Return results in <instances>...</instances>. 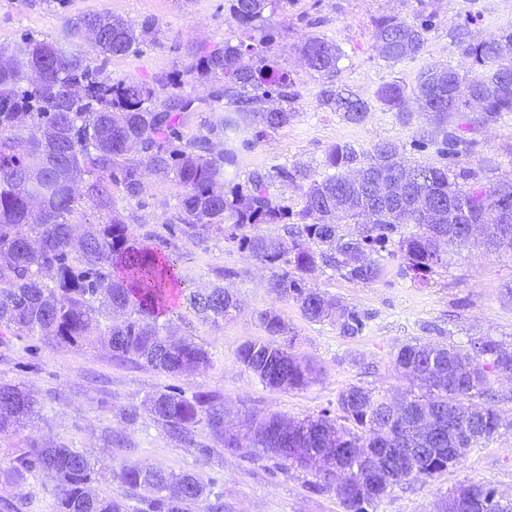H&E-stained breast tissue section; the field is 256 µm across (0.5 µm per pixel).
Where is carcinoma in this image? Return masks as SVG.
<instances>
[{
	"mask_svg": "<svg viewBox=\"0 0 512 512\" xmlns=\"http://www.w3.org/2000/svg\"><path fill=\"white\" fill-rule=\"evenodd\" d=\"M289 0H230V10L248 40L225 41L200 54L182 74L150 86L106 73L113 57L134 55L155 34L109 13L70 19L59 40L24 39L14 48L0 45V328L37 336L57 348L100 341L118 358L142 361L167 374L200 369L209 353L191 338H175L170 290L179 281V257L166 240L136 236L112 210L111 187L129 199L146 190L145 172L171 177L184 188L168 231L204 241L221 237L269 270L267 288L291 300L312 322L336 318L345 337L362 335L367 316L339 300H329L307 285L304 274L319 267L362 284L376 282L378 257L400 256L414 276L424 278L447 263L444 247L459 249L467 241L460 224L512 221V184L485 186L466 165L474 141L448 129V118L473 112L468 125H485L512 112V28L474 41L467 25L454 29V40L472 60L462 77L450 67L429 64L410 87L387 83L376 98L391 112H403L408 99L418 106L423 126L412 137L415 152L434 149L442 163L427 166L401 156L382 141L368 149L337 143L325 156V172L305 165H273L255 170L243 182L234 172L240 125L250 130L244 145L255 144L288 126L295 118L293 80L270 55L279 35L274 17ZM434 28L425 10L412 19L381 17L374 41L390 65L412 60ZM94 45L90 58L80 43ZM308 67L324 77L319 105L354 124L365 122L369 104L335 84L341 50L320 37L299 47ZM212 84V102L224 112L225 147L211 138L184 139L183 114L194 98L187 87ZM28 171L36 180L23 181ZM307 182L304 205L295 211L282 203L276 183ZM105 211V222L90 224L80 235L71 218L82 208ZM280 224L283 233L261 232ZM356 224L349 233L344 225ZM416 230H408L409 225ZM238 308L222 286L184 298L177 320L192 315L217 323ZM258 321L265 340L246 342L238 360L262 384L296 388L308 383L314 368L291 351L288 323L265 310ZM403 375L416 382L398 405L381 391L363 386L343 390L337 400L340 426L323 410L315 417L287 422L276 414L247 418L246 431L224 428V402L215 392L190 398L176 391L149 397L146 410L169 436L206 455L194 438L205 424L224 446L250 448L277 456L286 471L294 467L286 448L316 449L306 468L310 489L334 490L342 512H369L386 495L383 477L362 471L363 458L382 456L390 448H418L417 469L404 479H430L454 465L459 449L474 448L498 432L501 418L494 378L512 375V348L490 337L471 342V350L421 343L400 348L395 359ZM42 406L30 392L0 385V435L15 432L39 415ZM350 470L334 485L331 467ZM51 471L58 479L57 512H193L211 498V512H224L223 493L197 475L124 464L113 472L133 492L93 494L88 485L95 463L64 443L36 441L16 457L15 477ZM469 493L483 512H512V501L482 484L462 485L449 494Z\"/></svg>",
	"mask_w": 512,
	"mask_h": 512,
	"instance_id": "cac0c4a2",
	"label": "carcinoma"
}]
</instances>
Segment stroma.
<instances>
[{"label":"stroma","mask_w":512,"mask_h":512,"mask_svg":"<svg viewBox=\"0 0 512 512\" xmlns=\"http://www.w3.org/2000/svg\"><path fill=\"white\" fill-rule=\"evenodd\" d=\"M436 16L421 53L412 60L389 67L378 57L372 21L380 16L411 18L420 8ZM112 15L142 23L154 22L156 39L138 54L112 58L107 70L116 79L133 78L154 83L185 71L203 49L224 40H237L241 30L225 0H0V44L20 43L25 35L59 39L66 19L88 13ZM473 16L472 34L482 40L512 27V0H293L277 23L282 35L273 47L279 68L294 80L296 117L285 128L255 146L240 149V177L274 164L303 163L323 172L328 149L339 142L368 148L380 141L408 149L421 123L415 101H408V117L387 111L377 101L376 90L389 82L413 85L420 69L444 64L467 74L472 62L451 38V30L466 16ZM317 35L336 43L344 56L336 80L348 86L370 106L367 120L353 124L341 114L319 106L323 80L296 53L306 36ZM195 108L181 132L191 139L210 128H220L224 114L210 99L209 85H195ZM476 146L471 167L481 170L483 183L495 186L512 182V113L469 134ZM140 199H126L113 189L112 204L134 234L167 236L166 224L184 189L169 179L151 175ZM180 262L179 297L220 284L232 291L239 308L219 323L191 319L180 325L181 335L191 337L209 351L206 369L165 374L145 363L122 361L111 350L94 342L78 347L50 348L33 336H18L0 329V384L30 391L42 403L39 419L11 437L0 438V502L11 512H56L53 474L42 472L8 482L4 476L14 458L29 441L63 442L93 455L98 474L96 492L122 493L111 473L127 462L164 470H182L212 479L224 494V512H341L335 492L314 493L300 470L282 471L277 458L251 461L224 451L206 427L195 430V439L209 448V455L185 449L171 439L161 424L142 412L144 400L159 391L176 390L184 396L217 391L224 397L225 422L241 426L246 416L275 413L288 420L336 410L337 398L346 388H377L398 397L410 388L395 366L401 346L407 343L468 345L492 337L512 348V250L491 253L479 246L452 251L446 267L437 269L428 282L405 276L400 261L385 258L383 275L363 285L328 269L306 274L311 287L367 314L361 336H341L335 323L306 320L290 300L272 295L266 268L223 239L203 242L172 240ZM273 309L296 335L295 353L313 364L310 381L298 388L271 389L237 359L238 347L264 339L257 315ZM498 408L504 418L499 433L469 450L447 472L423 481L396 482L379 502L376 512H440L449 492L472 482L490 485L512 500V376L494 384ZM140 408L136 421L123 414ZM125 436V445L112 447L113 433Z\"/></svg>","instance_id":"obj_1"}]
</instances>
